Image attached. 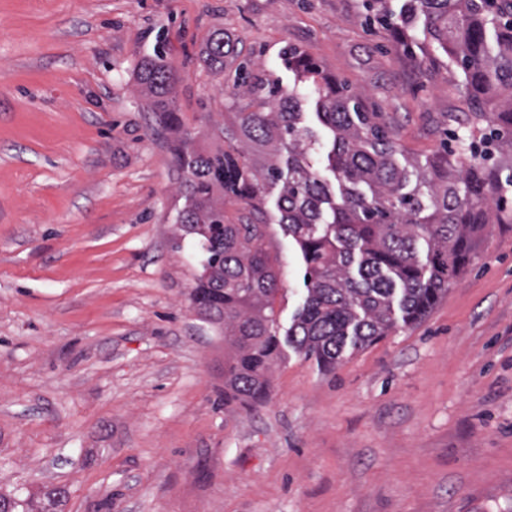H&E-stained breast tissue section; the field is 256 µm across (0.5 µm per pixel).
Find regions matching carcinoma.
<instances>
[{"mask_svg":"<svg viewBox=\"0 0 512 512\" xmlns=\"http://www.w3.org/2000/svg\"><path fill=\"white\" fill-rule=\"evenodd\" d=\"M382 18L406 40L423 26L448 65L462 71L473 127L492 123L489 138L497 141L512 133V13L499 11L494 0H406L401 15ZM224 56V34L217 33L208 58L218 74ZM282 63L295 82L314 79L315 115L331 134L329 178L309 161L317 137L304 124L297 89L285 91L265 70H239L214 150L201 149L174 112L173 68L163 43L138 74L154 111L178 133L172 154L185 206L177 223L200 267L191 301L201 314L223 316L224 343L233 349L224 361V401L250 406L269 398L283 346L331 371L347 352L424 319L472 263L512 185V168L503 176L499 165L474 152L435 154L423 171L410 172L397 161L404 147L378 113L364 110L360 93L323 78L297 46L285 48ZM272 186L280 187L278 223L301 253L307 289L285 329L275 310L278 279L266 225L256 217H224V196L257 211ZM0 512L47 510L0 494Z\"/></svg>","mask_w":512,"mask_h":512,"instance_id":"cac0c4a2","label":"carcinoma"}]
</instances>
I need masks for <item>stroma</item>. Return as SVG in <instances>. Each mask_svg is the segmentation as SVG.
Masks as SVG:
<instances>
[{
  "instance_id": "stroma-1",
  "label": "stroma",
  "mask_w": 512,
  "mask_h": 512,
  "mask_svg": "<svg viewBox=\"0 0 512 512\" xmlns=\"http://www.w3.org/2000/svg\"><path fill=\"white\" fill-rule=\"evenodd\" d=\"M160 39L185 127L213 133L243 63L315 123L293 44L408 160L464 148L459 71L364 0H0V493L60 490L61 512H512V196L422 322L332 373L284 347L266 403L225 402L232 350L189 299L176 135L136 81ZM276 198L287 326L306 290Z\"/></svg>"
}]
</instances>
